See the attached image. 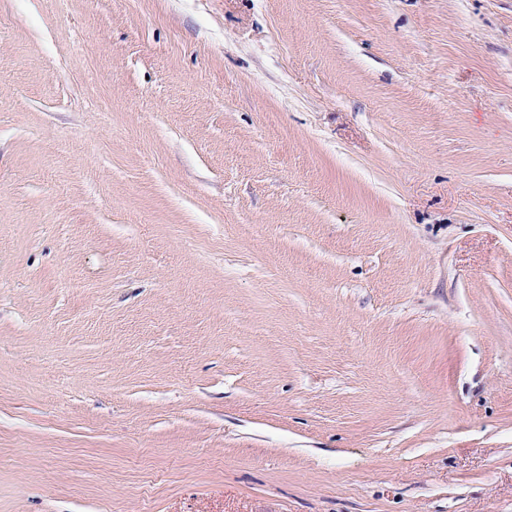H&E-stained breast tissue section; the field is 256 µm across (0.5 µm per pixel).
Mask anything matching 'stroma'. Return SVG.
Masks as SVG:
<instances>
[{
	"mask_svg": "<svg viewBox=\"0 0 512 512\" xmlns=\"http://www.w3.org/2000/svg\"><path fill=\"white\" fill-rule=\"evenodd\" d=\"M0 512H512V0H0Z\"/></svg>",
	"mask_w": 512,
	"mask_h": 512,
	"instance_id": "stroma-1",
	"label": "stroma"
}]
</instances>
